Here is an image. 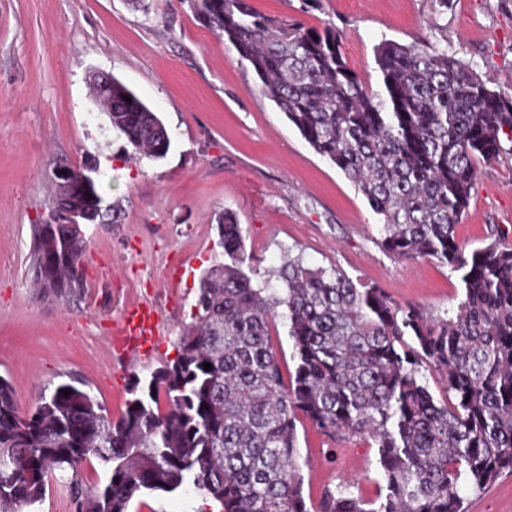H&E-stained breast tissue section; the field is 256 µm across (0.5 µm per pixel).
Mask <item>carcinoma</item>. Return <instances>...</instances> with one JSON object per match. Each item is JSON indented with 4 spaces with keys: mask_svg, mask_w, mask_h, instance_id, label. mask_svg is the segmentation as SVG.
<instances>
[{
    "mask_svg": "<svg viewBox=\"0 0 512 512\" xmlns=\"http://www.w3.org/2000/svg\"><path fill=\"white\" fill-rule=\"evenodd\" d=\"M189 7L366 197L382 220L383 247L462 272L463 297L434 317L298 257L277 271L281 288H256L243 270L236 216L226 212L219 231L227 261L201 277L177 359L143 386L134 380L119 419L71 383L24 413L0 376V512L41 502L52 480L68 489L75 512H129L144 491L184 486L221 512H311L300 415L328 436L377 448L384 493L366 500L348 486L327 490L318 512H465L460 485L478 492L512 473V244L501 235L467 256L455 237L480 162L512 155V93L446 49L391 40L375 48L374 91L347 65L333 24L272 18L250 0ZM100 103L135 153L167 155L164 124L121 82ZM68 196L91 209L100 192L76 185ZM86 247L60 224L33 226L31 270L43 295H81L78 252ZM278 319L297 360L289 386L272 344ZM429 373L439 375L444 399ZM91 458L109 476L88 491L78 465Z\"/></svg>",
    "mask_w": 512,
    "mask_h": 512,
    "instance_id": "obj_1",
    "label": "carcinoma"
}]
</instances>
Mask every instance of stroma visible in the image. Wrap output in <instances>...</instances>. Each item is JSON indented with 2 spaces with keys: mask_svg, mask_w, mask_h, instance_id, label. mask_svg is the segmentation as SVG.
Listing matches in <instances>:
<instances>
[{
  "mask_svg": "<svg viewBox=\"0 0 512 512\" xmlns=\"http://www.w3.org/2000/svg\"><path fill=\"white\" fill-rule=\"evenodd\" d=\"M264 15L309 27L334 23L342 53L367 87L380 86L382 40L448 48L482 78L512 87V0H252ZM111 74L167 128L165 158H136L98 108L89 82ZM87 166L117 224L86 226V287L65 303L32 285V227L42 223L59 166ZM240 224L255 285L277 287L289 256L335 268L357 286L441 314L456 306L459 273L433 259L385 251L380 222L345 174L317 154L223 37L184 0H0V376L30 409L50 383L75 378L119 418L134 379L151 367L114 355L125 305L162 312L157 362L178 355L202 274L223 264L218 224ZM512 230V155L481 163L457 240L474 250ZM303 493L352 485L377 498V451L365 439L331 438L297 423ZM467 512H512V473L480 492L462 489ZM192 488L147 491L129 512H202Z\"/></svg>",
  "mask_w": 512,
  "mask_h": 512,
  "instance_id": "obj_1",
  "label": "stroma"
}]
</instances>
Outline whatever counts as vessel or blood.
Wrapping results in <instances>:
<instances>
[{
	"label": "vessel or blood",
	"mask_w": 512,
	"mask_h": 512,
	"mask_svg": "<svg viewBox=\"0 0 512 512\" xmlns=\"http://www.w3.org/2000/svg\"><path fill=\"white\" fill-rule=\"evenodd\" d=\"M121 356L136 358L140 363L152 362L155 347L162 338V316L158 307L144 302L125 310L120 324Z\"/></svg>",
	"instance_id": "1"
}]
</instances>
